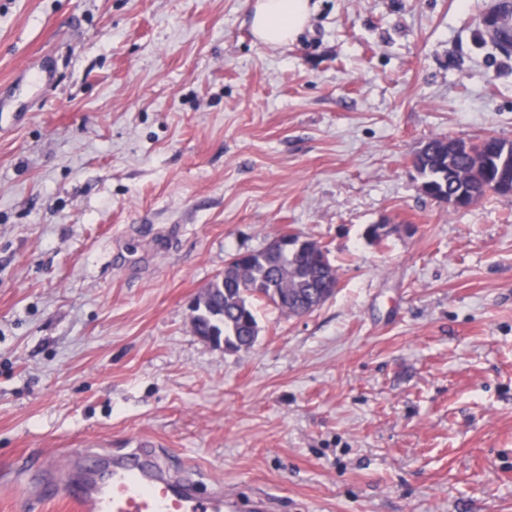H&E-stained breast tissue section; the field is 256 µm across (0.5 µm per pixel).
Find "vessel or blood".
I'll list each match as a JSON object with an SVG mask.
<instances>
[{
    "instance_id": "vessel-or-blood-1",
    "label": "vessel or blood",
    "mask_w": 512,
    "mask_h": 512,
    "mask_svg": "<svg viewBox=\"0 0 512 512\" xmlns=\"http://www.w3.org/2000/svg\"><path fill=\"white\" fill-rule=\"evenodd\" d=\"M45 496L62 497L72 512H238L234 498L216 493L197 497L186 486L163 475L149 443L132 449L129 459L113 462L106 474L89 463L85 479L64 491L46 487Z\"/></svg>"
}]
</instances>
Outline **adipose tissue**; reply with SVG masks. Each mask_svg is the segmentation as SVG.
Instances as JSON below:
<instances>
[{"instance_id": "ef3b65f1", "label": "adipose tissue", "mask_w": 512, "mask_h": 512, "mask_svg": "<svg viewBox=\"0 0 512 512\" xmlns=\"http://www.w3.org/2000/svg\"><path fill=\"white\" fill-rule=\"evenodd\" d=\"M309 0H256L252 31L263 45L275 47L292 41L306 26Z\"/></svg>"}]
</instances>
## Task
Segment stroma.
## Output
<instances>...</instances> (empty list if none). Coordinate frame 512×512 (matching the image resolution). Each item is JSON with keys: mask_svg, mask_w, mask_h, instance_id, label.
Returning a JSON list of instances; mask_svg holds the SVG:
<instances>
[{"mask_svg": "<svg viewBox=\"0 0 512 512\" xmlns=\"http://www.w3.org/2000/svg\"><path fill=\"white\" fill-rule=\"evenodd\" d=\"M498 3L310 0L269 47L255 0H0V512L144 441L270 512H512V196L457 211L412 166L512 140ZM284 230L335 295L203 342L189 301Z\"/></svg>", "mask_w": 512, "mask_h": 512, "instance_id": "obj_1", "label": "stroma"}]
</instances>
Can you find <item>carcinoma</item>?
<instances>
[{
	"mask_svg": "<svg viewBox=\"0 0 512 512\" xmlns=\"http://www.w3.org/2000/svg\"><path fill=\"white\" fill-rule=\"evenodd\" d=\"M416 167L421 182L431 191L450 194L465 187L477 202L486 196L481 185L462 179L471 160L449 155L445 138L427 140ZM323 250L325 246L319 242L305 239L300 246L280 251L266 246L235 254L224 272L200 294L190 318L193 332L221 336L234 351L251 348L260 330L255 302H266L290 314L288 300L310 295L324 280Z\"/></svg>",
	"mask_w": 512,
	"mask_h": 512,
	"instance_id": "cac0c4a2",
	"label": "carcinoma"
}]
</instances>
